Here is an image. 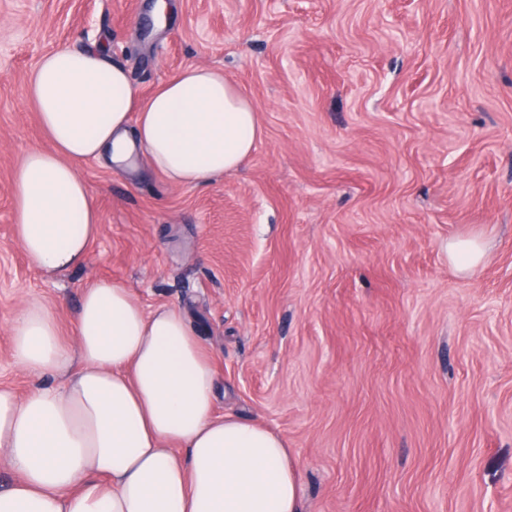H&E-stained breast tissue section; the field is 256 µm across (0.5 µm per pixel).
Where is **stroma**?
<instances>
[{"instance_id": "obj_1", "label": "stroma", "mask_w": 512, "mask_h": 512, "mask_svg": "<svg viewBox=\"0 0 512 512\" xmlns=\"http://www.w3.org/2000/svg\"><path fill=\"white\" fill-rule=\"evenodd\" d=\"M0 0V384L23 297L65 330L118 280L185 310L217 413L284 436L303 512H512V0ZM106 45L141 94L217 66L263 128L248 163L165 185L146 159L79 173L100 236L46 277L16 239V168L47 141L40 57ZM488 244L476 273L449 240Z\"/></svg>"}]
</instances>
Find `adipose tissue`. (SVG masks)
I'll return each mask as SVG.
<instances>
[{
	"instance_id": "1",
	"label": "adipose tissue",
	"mask_w": 512,
	"mask_h": 512,
	"mask_svg": "<svg viewBox=\"0 0 512 512\" xmlns=\"http://www.w3.org/2000/svg\"><path fill=\"white\" fill-rule=\"evenodd\" d=\"M49 148L13 183L17 241L53 276L83 266L100 235L77 163L132 168L174 186L241 169L261 136L253 101L211 66H191L142 96L105 48H63L28 77ZM16 365L54 386H0V512H301L299 464L281 434L217 414L211 358L183 312L144 311L121 282L85 288L71 342L55 309L24 299L8 322Z\"/></svg>"
}]
</instances>
